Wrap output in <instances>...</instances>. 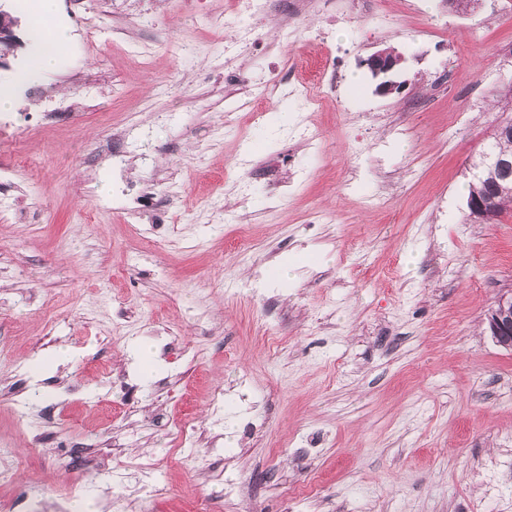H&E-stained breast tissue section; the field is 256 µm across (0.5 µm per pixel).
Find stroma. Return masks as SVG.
<instances>
[{
    "instance_id": "stroma-1",
    "label": "stroma",
    "mask_w": 512,
    "mask_h": 512,
    "mask_svg": "<svg viewBox=\"0 0 512 512\" xmlns=\"http://www.w3.org/2000/svg\"><path fill=\"white\" fill-rule=\"evenodd\" d=\"M57 5L72 42L9 113L31 160L0 221V502L512 512V350L485 330L512 208L469 222L465 192L506 117L512 0H333L327 39L286 48L277 11L239 0H99L89 26ZM0 8L2 84L31 47L23 0ZM389 46L407 87L382 96L360 62ZM228 57L248 82L330 58L338 97L256 110L225 93ZM269 165L282 191L243 192ZM17 20L0 8V59L5 56L18 43V37L15 34Z\"/></svg>"
}]
</instances>
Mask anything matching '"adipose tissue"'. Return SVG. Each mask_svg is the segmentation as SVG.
Wrapping results in <instances>:
<instances>
[{"instance_id": "obj_1", "label": "adipose tissue", "mask_w": 512, "mask_h": 512, "mask_svg": "<svg viewBox=\"0 0 512 512\" xmlns=\"http://www.w3.org/2000/svg\"><path fill=\"white\" fill-rule=\"evenodd\" d=\"M55 2L56 0H34L30 6L29 37L36 52L30 66L14 74V87L28 84L35 74L55 69L62 49L69 43L68 28L56 18Z\"/></svg>"}]
</instances>
